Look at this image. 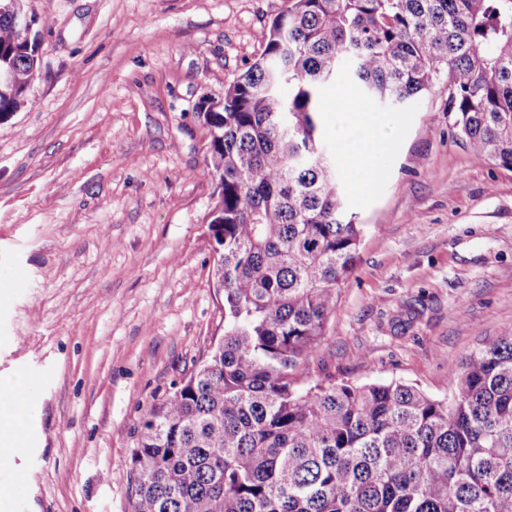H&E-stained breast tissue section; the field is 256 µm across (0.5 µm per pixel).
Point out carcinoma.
I'll use <instances>...</instances> for the list:
<instances>
[{"instance_id": "1", "label": "carcinoma", "mask_w": 512, "mask_h": 512, "mask_svg": "<svg viewBox=\"0 0 512 512\" xmlns=\"http://www.w3.org/2000/svg\"><path fill=\"white\" fill-rule=\"evenodd\" d=\"M39 50L0 12V116L25 107ZM343 75L376 101L447 89L459 136L512 171V0H285L199 113L224 338L143 418L132 512H512V330L464 357L449 401L301 385L363 233L321 149Z\"/></svg>"}]
</instances>
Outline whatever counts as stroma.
Masks as SVG:
<instances>
[{
	"mask_svg": "<svg viewBox=\"0 0 512 512\" xmlns=\"http://www.w3.org/2000/svg\"><path fill=\"white\" fill-rule=\"evenodd\" d=\"M284 0H25L41 66L0 119V417L20 444L0 512H131L138 427L224 335L198 108L262 53ZM438 90L397 124L339 82L322 144L360 259L307 383L402 380L447 400L464 355L512 330V171L474 153ZM358 108L389 137L355 166Z\"/></svg>",
	"mask_w": 512,
	"mask_h": 512,
	"instance_id": "1",
	"label": "stroma"
}]
</instances>
